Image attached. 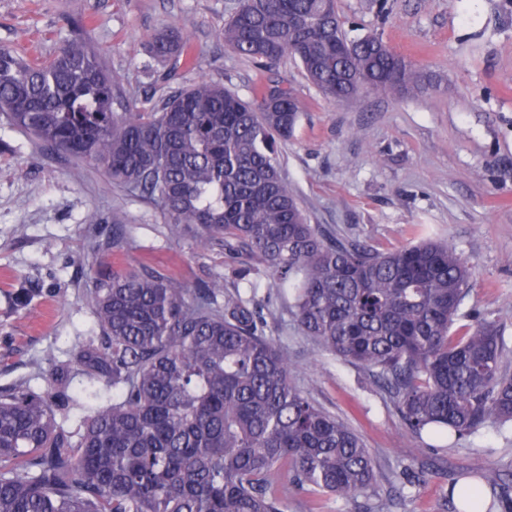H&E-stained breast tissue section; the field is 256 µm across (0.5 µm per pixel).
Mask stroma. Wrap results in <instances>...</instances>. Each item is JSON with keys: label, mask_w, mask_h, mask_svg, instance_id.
<instances>
[{"label": "stroma", "mask_w": 512, "mask_h": 512, "mask_svg": "<svg viewBox=\"0 0 512 512\" xmlns=\"http://www.w3.org/2000/svg\"><path fill=\"white\" fill-rule=\"evenodd\" d=\"M233 0H0V46L52 58L66 20L86 35L120 81L125 106L148 109L205 75L242 98L277 80L299 91L300 119L279 154L289 185L311 223L379 251L413 243L419 230L448 241L473 278L464 308L478 307L504 326L512 347V0H388L379 17L370 0H337L350 38L379 34L432 82L422 92L372 93L332 101L285 58L270 69L241 59L215 31ZM191 35L196 66L155 65L146 73L151 35L170 21ZM127 216L128 243L103 258L101 271L147 268L194 286L228 275L239 262L191 236L171 234L158 210L113 184L99 167L44 150L0 113V390L50 386L46 350L74 363L95 335L83 296L92 274L93 212ZM263 306L267 336L283 347L311 397L363 438L377 483L348 501L316 489L292 491L285 512H375L412 480L393 512H458L451 481L484 467L512 489V443L495 428L451 448L411 436L395 402L362 369L303 336L276 289L241 288Z\"/></svg>", "instance_id": "obj_1"}]
</instances>
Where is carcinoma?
I'll list each match as a JSON object with an SVG mask.
<instances>
[{
  "label": "carcinoma",
  "instance_id": "carcinoma-1",
  "mask_svg": "<svg viewBox=\"0 0 512 512\" xmlns=\"http://www.w3.org/2000/svg\"><path fill=\"white\" fill-rule=\"evenodd\" d=\"M43 62L0 47V112L48 150L101 167L191 232L247 264L250 288L274 281L304 335L360 365L398 404L410 431L454 441L493 425L512 435V375L501 325L462 310L470 268L447 243L381 253L310 224L277 142L298 122L280 82L244 101L200 78L148 110H114L120 88L84 24ZM216 38L268 67L291 55L338 101L419 88L412 63L375 34L347 38L336 0H237ZM152 63L191 65L173 21ZM93 256L122 246L126 217L94 212ZM100 332L76 354L82 388L52 351L55 392H0V512H283L304 485L347 500L373 487V460L342 419L291 379L260 305L224 296V277L195 289L152 270L114 271L87 295ZM76 413L64 427L59 411ZM480 488L501 486L488 468Z\"/></svg>",
  "mask_w": 512,
  "mask_h": 512
}]
</instances>
